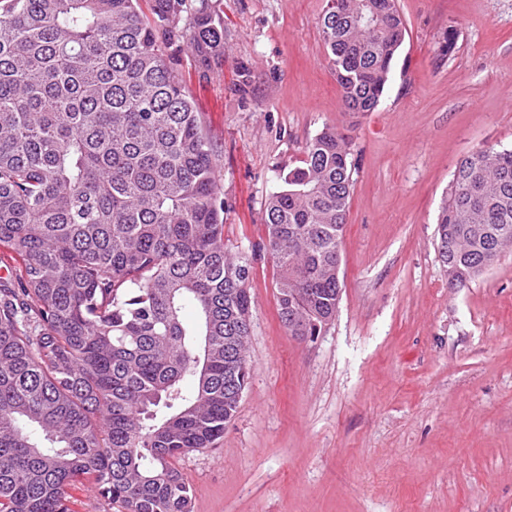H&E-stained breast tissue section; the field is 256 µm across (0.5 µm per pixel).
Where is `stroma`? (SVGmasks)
<instances>
[{
	"label": "stroma",
	"mask_w": 512,
	"mask_h": 512,
	"mask_svg": "<svg viewBox=\"0 0 512 512\" xmlns=\"http://www.w3.org/2000/svg\"><path fill=\"white\" fill-rule=\"evenodd\" d=\"M209 3L224 57L204 71L184 52L176 70L219 154L224 241L256 261L248 386L218 447L178 461L193 512H512V253L454 290L436 250L461 160L512 149V0H398L393 78L356 114L325 0ZM326 125L352 142L343 285L304 343L259 248L280 171Z\"/></svg>",
	"instance_id": "obj_1"
}]
</instances>
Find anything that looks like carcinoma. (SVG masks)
<instances>
[{
  "instance_id": "carcinoma-1",
  "label": "carcinoma",
  "mask_w": 512,
  "mask_h": 512,
  "mask_svg": "<svg viewBox=\"0 0 512 512\" xmlns=\"http://www.w3.org/2000/svg\"><path fill=\"white\" fill-rule=\"evenodd\" d=\"M148 4L0 0V512H71L77 481L125 512H192L176 461L217 446L248 384L252 265L224 243L218 154L173 68L224 57V21ZM320 26L343 108L374 111L397 0H340ZM350 155L324 127L265 203L292 336L336 314ZM437 242L455 289L512 252V150L461 160Z\"/></svg>"
}]
</instances>
